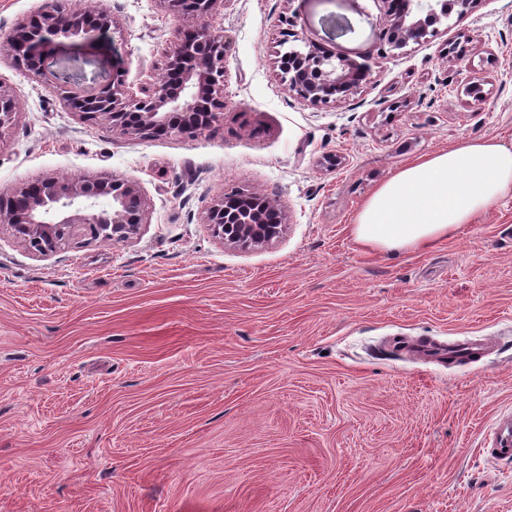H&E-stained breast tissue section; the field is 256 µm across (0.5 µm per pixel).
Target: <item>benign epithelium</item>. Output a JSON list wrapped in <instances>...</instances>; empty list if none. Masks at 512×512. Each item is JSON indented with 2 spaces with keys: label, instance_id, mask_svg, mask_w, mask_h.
I'll return each instance as SVG.
<instances>
[{
  "label": "benign epithelium",
  "instance_id": "benign-epithelium-1",
  "mask_svg": "<svg viewBox=\"0 0 512 512\" xmlns=\"http://www.w3.org/2000/svg\"><path fill=\"white\" fill-rule=\"evenodd\" d=\"M166 11L195 19L166 50L164 74L133 97L124 90L117 68L105 83L81 70L67 71L58 89L65 106L84 119L101 121L122 134L195 137L224 115V58L229 42L215 33L208 18L220 0H158ZM384 18L379 45L401 49L438 33L442 18L456 11L471 15L479 0H380ZM112 16L95 8H65L46 0L38 12L19 21L0 50L19 58L34 76L45 79L53 38L58 35L108 37ZM294 47L280 58L288 90L303 103L326 105L366 81L371 67L339 57L293 34ZM19 103L0 86V128L13 121ZM108 200L93 208V194ZM271 198L236 192L215 199L206 213L214 236L243 245L272 240L282 225L267 223L263 206ZM147 203L138 183L116 176L53 177L0 193V223L39 255L59 251L83 233L113 244L135 238L146 223Z\"/></svg>",
  "mask_w": 512,
  "mask_h": 512
}]
</instances>
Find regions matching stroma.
I'll list each match as a JSON object with an SVG mask.
<instances>
[{"label":"stroma","instance_id":"obj_1","mask_svg":"<svg viewBox=\"0 0 512 512\" xmlns=\"http://www.w3.org/2000/svg\"><path fill=\"white\" fill-rule=\"evenodd\" d=\"M99 2L111 39L55 37L53 68L117 63L140 95L192 20ZM381 21L377 0H220L224 118L194 138L83 120L0 53L20 103L0 192L113 175L148 205L136 238L46 257L0 224V512H512V461L485 451L512 413V195L425 251L352 235L410 160L466 138L512 146V0L386 53ZM291 29L370 61V81L302 103L278 64ZM231 190L275 199L282 235L214 238L206 211ZM398 337L491 349L451 367L393 351Z\"/></svg>","mask_w":512,"mask_h":512}]
</instances>
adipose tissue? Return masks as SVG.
<instances>
[{"label": "adipose tissue", "mask_w": 512, "mask_h": 512, "mask_svg": "<svg viewBox=\"0 0 512 512\" xmlns=\"http://www.w3.org/2000/svg\"><path fill=\"white\" fill-rule=\"evenodd\" d=\"M511 194L512 148L464 139L380 184L359 209L353 234L374 250H422L476 223Z\"/></svg>", "instance_id": "ef3b65f1"}]
</instances>
